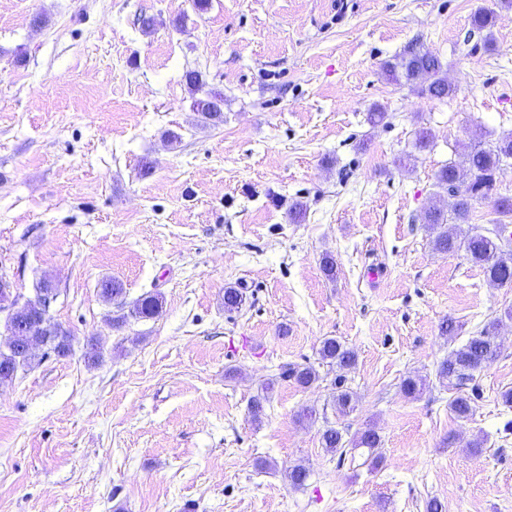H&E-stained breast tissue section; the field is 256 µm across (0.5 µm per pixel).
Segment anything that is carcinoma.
<instances>
[{"label":"carcinoma","instance_id":"cac0c4a2","mask_svg":"<svg viewBox=\"0 0 512 512\" xmlns=\"http://www.w3.org/2000/svg\"><path fill=\"white\" fill-rule=\"evenodd\" d=\"M495 23V10L490 7L479 8L472 17V26L478 31L490 29ZM386 74L391 80L405 78L414 82L428 79L430 83L425 91L432 97L443 98L451 95L454 89L442 76L441 60L428 52L412 51L394 63L385 65ZM224 101L223 94L208 92L206 98L194 101L201 122L214 125L224 122V112L212 110V105ZM512 157V135L505 136L492 145H478L468 153L464 165L471 174V180L464 187L454 186L458 176V166L450 163L437 174V184L448 192V210L434 208L425 213L423 223L437 231L433 243L435 249L443 252L464 250L468 259L480 266L490 285L495 287L512 286V258H505L499 251L496 241L483 234L468 235L458 239L457 233L450 229L440 230L445 225L467 224L473 201L492 198V191L502 171L504 158ZM101 297L104 302L114 304L123 310L121 315L114 318L118 325L124 324L128 318L147 319L160 312L162 297L158 293H145L140 298L128 303L124 300L121 285L108 281L102 285ZM243 292L234 287L224 289V310L231 312L242 306ZM25 322L16 342L24 344L33 339L40 345H45L58 356H65L70 351L71 334L61 324L50 316L37 317ZM494 325L490 324L480 335L471 338L464 346L451 352L441 362L437 376L450 384L463 386L474 377V373L490 365L499 355V347L493 334ZM320 359L340 368H351L355 365L354 351L346 348L333 337L322 341L319 348ZM280 378H288L302 387H308L318 381L319 373L314 365H286L282 368ZM451 409L461 419L471 415V397L467 394L456 396L451 402ZM322 445L329 452L344 448L342 435L339 431L328 428L322 434ZM353 448H366L373 453L380 445V438L375 431L368 429L352 442Z\"/></svg>","mask_w":512,"mask_h":512}]
</instances>
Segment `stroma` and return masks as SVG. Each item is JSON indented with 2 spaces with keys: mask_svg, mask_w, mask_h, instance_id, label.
Returning <instances> with one entry per match:
<instances>
[{
  "mask_svg": "<svg viewBox=\"0 0 512 512\" xmlns=\"http://www.w3.org/2000/svg\"><path fill=\"white\" fill-rule=\"evenodd\" d=\"M414 49L451 96L386 77ZM189 70L223 123L198 122ZM508 134L512 0H0V276L30 297L53 283L72 334L0 383V512H512V287L420 221L448 204L443 166ZM105 280L160 293V313L114 325ZM490 324L500 354L461 420L436 370ZM327 337L355 366L278 381L253 420L265 382ZM329 427L375 430L378 468L326 452Z\"/></svg>",
  "mask_w": 512,
  "mask_h": 512,
  "instance_id": "1",
  "label": "stroma"
}]
</instances>
